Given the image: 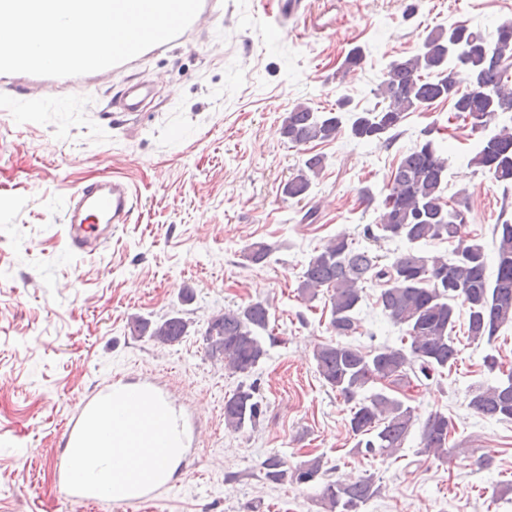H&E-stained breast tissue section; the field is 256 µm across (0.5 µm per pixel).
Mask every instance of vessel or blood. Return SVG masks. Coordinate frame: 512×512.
Wrapping results in <instances>:
<instances>
[{
    "mask_svg": "<svg viewBox=\"0 0 512 512\" xmlns=\"http://www.w3.org/2000/svg\"><path fill=\"white\" fill-rule=\"evenodd\" d=\"M136 199L133 188L119 179L78 185L65 201L62 220L70 248L92 254L107 245L113 227L129 222ZM92 419L102 433H111L118 426L125 431L124 454H113L108 447L100 450L108 470L128 473L124 489L115 490L107 485L93 487L79 476L80 442ZM193 434L177 405L152 382L113 378L83 395L59 434V451L50 460L56 488L67 500L89 505L105 499L116 505L155 502L169 490L170 483L158 475L139 476L135 471L137 456L148 451L159 462H166L171 446L188 448Z\"/></svg>",
    "mask_w": 512,
    "mask_h": 512,
    "instance_id": "obj_1",
    "label": "vessel or blood"
}]
</instances>
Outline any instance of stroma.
<instances>
[{
    "label": "stroma",
    "mask_w": 512,
    "mask_h": 512,
    "mask_svg": "<svg viewBox=\"0 0 512 512\" xmlns=\"http://www.w3.org/2000/svg\"><path fill=\"white\" fill-rule=\"evenodd\" d=\"M222 2L184 41L122 73L74 76L50 91L30 74L0 79L16 91L12 111L0 112V512H78L55 487L57 436L81 394L132 372L162 374L173 387L199 421L196 453L164 497L116 512H322L315 489L264 479L271 455L291 467L321 457L328 481L373 476L381 491L363 512H512V492L501 491L512 485V422L469 406L472 391L502 378L485 357L512 368V324L493 341H473L458 307L455 365L408 393L418 420L436 411L452 420L448 455L420 456L415 431L399 458L386 459L356 451L351 405L316 371L315 348L336 338L327 296L297 293L303 267L336 235L386 261L405 251L365 229L379 224L381 190L420 139L447 156L445 193L465 194L466 230L490 257L495 224L512 220V184L469 166L479 136L443 102L371 143L343 134L296 146L280 133L299 103L325 112L344 97L373 106L386 66L437 26L495 40L498 25L512 21V0H304L300 16L271 28L264 0ZM356 46L365 59L345 69ZM131 79L152 100L124 120L113 103ZM315 153L325 167L310 195L285 198L283 184ZM111 176L136 187L138 206L104 249L78 254L62 230L65 197ZM254 242L272 247L258 265L243 257ZM377 294L366 288L350 338L365 350L399 346L405 334ZM254 301L269 305L267 356L252 373L232 375L209 357L203 332L211 315ZM176 310L192 323L179 343L131 336V317ZM241 385L254 387L261 414L233 433L224 397ZM479 451L490 466H477Z\"/></svg>",
    "instance_id": "stroma-1"
}]
</instances>
